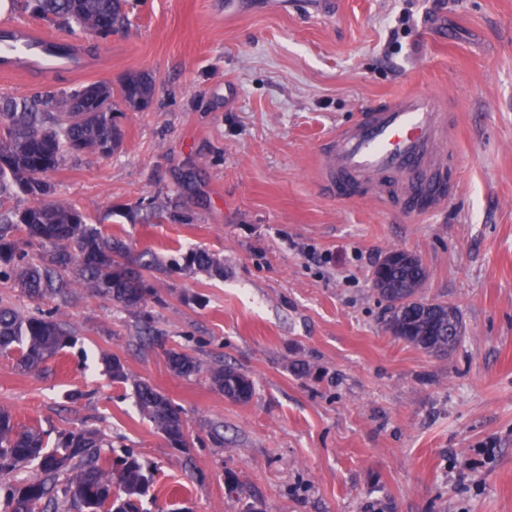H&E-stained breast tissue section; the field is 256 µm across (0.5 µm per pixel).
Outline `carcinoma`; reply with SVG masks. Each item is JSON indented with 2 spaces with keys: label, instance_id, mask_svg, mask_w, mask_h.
Masks as SVG:
<instances>
[{
  "label": "carcinoma",
  "instance_id": "cac0c4a2",
  "mask_svg": "<svg viewBox=\"0 0 512 512\" xmlns=\"http://www.w3.org/2000/svg\"><path fill=\"white\" fill-rule=\"evenodd\" d=\"M23 14L54 26H74L106 38L130 25L129 0H12ZM155 80L144 71L124 74L117 85L95 82L71 92L38 91L0 97V280H14L30 298L63 299L73 284L109 298L151 319L156 301L142 270L128 263L127 245L90 224L74 204L56 196L49 174L68 155L82 152L109 156L118 149L123 131L116 114L147 109ZM24 196L26 207H3L6 199ZM186 265L220 270L204 251L185 257ZM428 270L416 262L392 270L385 287L377 289L386 303L387 329L410 345L435 354L453 350L463 335L458 310L442 301L428 302L422 288ZM70 330L40 308L25 315L0 305V351L21 350L20 365L34 370L54 357L69 340ZM174 372L190 377L200 371L197 359L183 349L166 351ZM112 379L129 374L116 356L105 358ZM212 383L224 396L248 402L253 381L233 366L211 371ZM137 405L165 436L171 447H187L181 410L146 382L135 385ZM39 428L21 429L0 409V474L33 467L37 476L25 483L0 481V501L8 512H56L69 503L72 512H138L136 500L150 482L149 468L132 452L112 458L102 440L85 429L57 433L54 442ZM118 487L122 496L107 504V493Z\"/></svg>",
  "mask_w": 512,
  "mask_h": 512
}]
</instances>
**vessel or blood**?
<instances>
[{
	"mask_svg": "<svg viewBox=\"0 0 512 512\" xmlns=\"http://www.w3.org/2000/svg\"><path fill=\"white\" fill-rule=\"evenodd\" d=\"M0 72L70 71L78 66L71 45L51 35L32 36L14 19L0 21ZM448 135L445 113L432 93L407 92L365 112L333 135L319 152V181L338 199L362 185L387 186L396 177L395 195L409 213H425L444 200L439 178Z\"/></svg>",
	"mask_w": 512,
	"mask_h": 512,
	"instance_id": "b4317fda",
	"label": "vessel or blood"
}]
</instances>
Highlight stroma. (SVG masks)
Instances as JSON below:
<instances>
[{"label": "stroma", "mask_w": 512, "mask_h": 512, "mask_svg": "<svg viewBox=\"0 0 512 512\" xmlns=\"http://www.w3.org/2000/svg\"><path fill=\"white\" fill-rule=\"evenodd\" d=\"M309 2L238 0L228 16L224 0H130V27L105 39L26 17L87 68L0 76V96L155 79L150 108L120 117L119 150L66 157L51 180L150 256L157 300L144 338L136 313L72 286L54 310L75 344L30 372L0 354V408L138 454L141 512H512V0H340L325 16ZM410 90L448 115L445 201L415 217L326 194L323 144ZM192 249L222 272L174 269ZM394 249L423 261L424 298L460 313L447 356L384 327L373 274ZM178 347L198 375L171 370ZM224 364L253 379L251 401L213 385ZM140 381L181 408L187 448L141 414Z\"/></svg>", "instance_id": "stroma-1"}]
</instances>
